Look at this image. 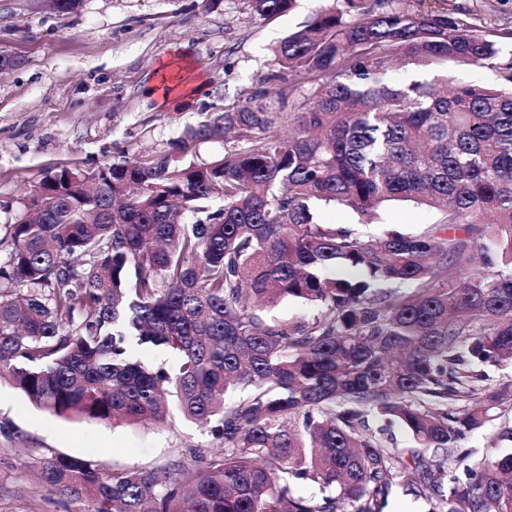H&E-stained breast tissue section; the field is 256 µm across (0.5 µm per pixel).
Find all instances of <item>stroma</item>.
Here are the masks:
<instances>
[{
  "mask_svg": "<svg viewBox=\"0 0 512 512\" xmlns=\"http://www.w3.org/2000/svg\"><path fill=\"white\" fill-rule=\"evenodd\" d=\"M417 12L462 7L485 34H501V60L512 59V0H409ZM344 0H296L288 14L260 20L244 0H224L209 12L204 0H83L60 16L34 0H0V54L20 66L0 74V224L24 219L28 193L58 166L89 173L123 151L167 153L172 141L258 89L275 91L283 74L278 43L316 11L344 8ZM451 76L494 85L492 68L459 71L452 63L394 80ZM439 212L391 201L369 235L417 233ZM0 512H31L41 494L32 465L46 449L108 467H160L193 450H218L208 429L171 415L162 424L110 425L51 415L9 382L0 383Z\"/></svg>",
  "mask_w": 512,
  "mask_h": 512,
  "instance_id": "obj_1",
  "label": "stroma"
}]
</instances>
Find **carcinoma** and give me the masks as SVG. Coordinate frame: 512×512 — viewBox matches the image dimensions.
<instances>
[{
	"label": "carcinoma",
	"instance_id": "obj_1",
	"mask_svg": "<svg viewBox=\"0 0 512 512\" xmlns=\"http://www.w3.org/2000/svg\"><path fill=\"white\" fill-rule=\"evenodd\" d=\"M264 20L295 0H245ZM276 50L292 82L186 130L173 152L127 151L92 174L57 167L32 217L0 238V381L43 410L162 421L172 397L222 449L107 469L49 450L47 496L85 512H377L391 481L432 512H512V452L471 463L467 434L512 406V62L466 14L345 0ZM501 70L503 85L394 83L396 64ZM224 157L185 161L198 140ZM436 209L419 234L375 239L315 218L387 201ZM354 272L336 276V270ZM285 297L317 314H258ZM171 350L152 367L133 345ZM242 395L224 402V393ZM411 435L404 463L365 415ZM420 448L433 449L424 458ZM300 485L319 497L295 495Z\"/></svg>",
	"mask_w": 512,
	"mask_h": 512
}]
</instances>
